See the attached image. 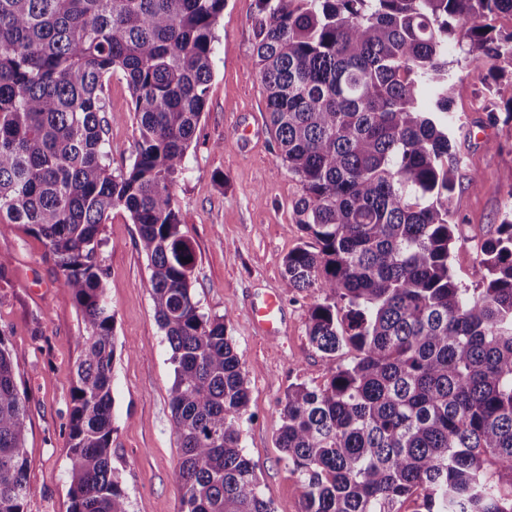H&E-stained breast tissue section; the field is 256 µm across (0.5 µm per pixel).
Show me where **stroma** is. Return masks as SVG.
Returning <instances> with one entry per match:
<instances>
[{"mask_svg":"<svg viewBox=\"0 0 512 512\" xmlns=\"http://www.w3.org/2000/svg\"><path fill=\"white\" fill-rule=\"evenodd\" d=\"M254 0H226L213 45L214 74L184 174L172 194L195 255L193 291L202 311L223 318L249 384L241 446L256 466L275 512H300L301 485L275 445L280 402L290 383L322 384L328 368L310 344L307 323L317 292L283 286V261L301 241L292 206L301 186L276 160L266 101L254 65ZM457 85L452 111L468 134V158L456 176L454 221L463 238L455 249L456 278L476 286L484 273L476 244L500 224L512 186V120L495 89L489 62L462 61L448 50ZM106 94L113 172L135 154L137 119L122 76ZM496 112L488 122V112ZM479 174L471 186V174ZM106 296L115 316L112 464L122 478L129 512H180V448L169 404L174 372L150 290L148 260L138 230L123 209L102 226ZM0 338L16 350V379L26 400V458L30 491L25 512H68V421L77 339L85 331L72 296L60 288L47 248L20 224L0 226ZM284 303L280 335L255 328L250 311L264 294Z\"/></svg>","mask_w":512,"mask_h":512,"instance_id":"obj_1","label":"stroma"}]
</instances>
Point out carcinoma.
<instances>
[{"mask_svg":"<svg viewBox=\"0 0 512 512\" xmlns=\"http://www.w3.org/2000/svg\"><path fill=\"white\" fill-rule=\"evenodd\" d=\"M254 53L276 159L301 185L305 240L284 288L315 290L309 342L328 364L293 383L276 438L302 512H512V209L469 288L451 252L455 135L448 42L512 68V0H255ZM224 0H0V224H23L80 308L69 512H129L112 466L114 314L101 226L125 210L171 349L181 512H274L241 438L249 387L224 319L193 294L171 186L204 112ZM121 74L135 159L110 166L105 87ZM354 351L336 363L343 349ZM25 395L0 338V512L29 493Z\"/></svg>","mask_w":512,"mask_h":512,"instance_id":"cac0c4a2","label":"carcinoma"}]
</instances>
